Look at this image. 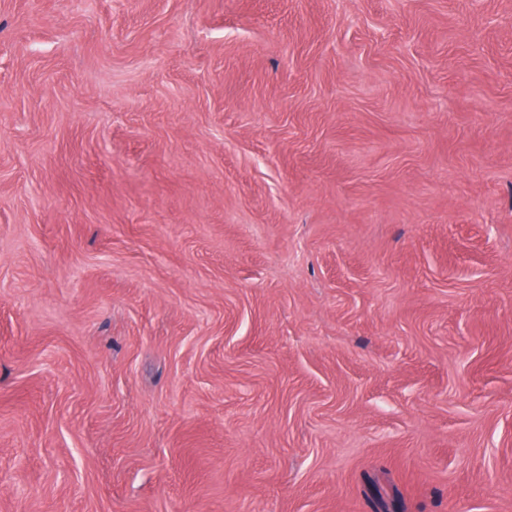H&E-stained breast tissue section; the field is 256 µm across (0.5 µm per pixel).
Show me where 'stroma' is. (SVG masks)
<instances>
[{"mask_svg": "<svg viewBox=\"0 0 512 512\" xmlns=\"http://www.w3.org/2000/svg\"><path fill=\"white\" fill-rule=\"evenodd\" d=\"M0 512H512V0H0Z\"/></svg>", "mask_w": 512, "mask_h": 512, "instance_id": "obj_1", "label": "stroma"}]
</instances>
